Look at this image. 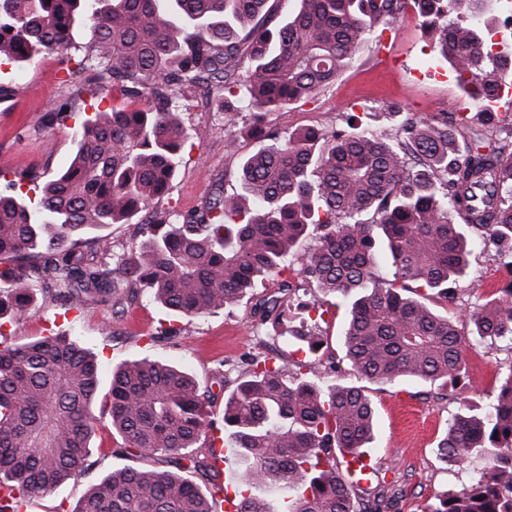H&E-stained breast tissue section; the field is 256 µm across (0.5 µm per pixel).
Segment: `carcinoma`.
Listing matches in <instances>:
<instances>
[{
    "mask_svg": "<svg viewBox=\"0 0 512 512\" xmlns=\"http://www.w3.org/2000/svg\"><path fill=\"white\" fill-rule=\"evenodd\" d=\"M270 0H0V61L48 53L83 54L81 70L139 104L97 112L77 131L70 166L26 200L28 169L0 185V316L21 319L37 294L80 309L115 312L147 293L184 318L253 297L256 328L293 337L311 353L324 344L315 301L314 330L288 334V302L316 288L346 312L342 339L349 371L387 385L403 377L454 383L469 374V352L512 341V280L492 286L469 314L471 332L440 314L478 242L493 244L512 269V121L487 98L512 73V54L495 49L499 20L488 0H299L297 13L271 25ZM433 50L486 114L481 129L464 114H403L387 133L371 129L288 135L268 116L308 99L356 61L367 36L409 10ZM466 15L470 22L462 24ZM88 39L73 45L76 26ZM204 109L224 100L225 153L247 113L261 144L236 171L238 190H219L198 208L160 209L181 165L180 102ZM506 131L491 138L488 128ZM143 217L126 253L101 234ZM312 236L317 245L297 255ZM393 268L376 285L379 256ZM321 363L306 364L309 372ZM331 363L328 381L288 373L281 354L251 355L224 401V444L242 464L239 512H400L402 491L382 481L358 494L373 439L375 405L346 385ZM101 368L77 336L11 344L0 333V512H22L19 492H50L87 466ZM215 400L186 371L160 360L112 368L108 412L115 453L164 455L178 472L123 467L104 476L72 512H219L224 485L203 491L191 475L208 470L197 449L215 421ZM438 460L473 467L469 483L435 497L424 512H512V373L488 408L456 414L438 442ZM260 486L265 495L252 489Z\"/></svg>",
    "mask_w": 512,
    "mask_h": 512,
    "instance_id": "cac0c4a2",
    "label": "carcinoma"
}]
</instances>
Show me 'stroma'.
<instances>
[{"label": "stroma", "instance_id": "obj_1", "mask_svg": "<svg viewBox=\"0 0 512 512\" xmlns=\"http://www.w3.org/2000/svg\"><path fill=\"white\" fill-rule=\"evenodd\" d=\"M0 82L12 83L15 88L14 95L0 100V174L10 179L22 168L46 177L60 171L76 150L75 130L81 121L95 111L125 104L118 92L88 82L76 63L63 62L57 54L29 64L2 62ZM466 99L448 62L437 58L413 20L396 23L382 35L368 36L356 62L334 84L310 102L273 113L271 119L286 133L304 127L328 130L341 127L342 114L352 111L379 132L394 123L388 113L392 103H400L411 116L423 118L458 112ZM53 108L69 111L68 120L49 123L46 114ZM182 111L189 136L185 162L164 204L187 211L199 207L217 185L223 184L225 169L234 166L237 158L251 154L257 143L242 136L236 156H227L221 107L205 110L187 99ZM510 281L512 272L495 247L479 245L467 275L457 285V300L440 305L439 310L454 314L461 331H468L466 316L484 301L490 285ZM251 307L246 299L214 314L180 319L182 335L157 342L153 336L169 314L148 298H140L119 316L103 305L89 304L70 311L61 303L39 300L20 321L1 323L0 333L15 344L54 334L78 336L96 353L106 380L113 366L122 361L164 359L187 369L203 389L221 376L234 379L244 357L264 354L271 346L282 352L289 370L311 360L309 351L256 334ZM470 361L467 379L454 388L450 400L425 396V384L404 378L379 386L361 383L346 371L340 374L347 384L363 385L374 401L377 420L372 461L384 469L386 482L402 491V512H421L430 498L460 487L472 476L468 469L442 465L435 449L453 414L488 402L499 380L512 373V342H498L490 353L471 355ZM95 415L88 469L53 491L27 495V512H72L90 486L116 468L170 469L164 457L115 455L112 424L104 404L96 405Z\"/></svg>", "mask_w": 512, "mask_h": 512}]
</instances>
